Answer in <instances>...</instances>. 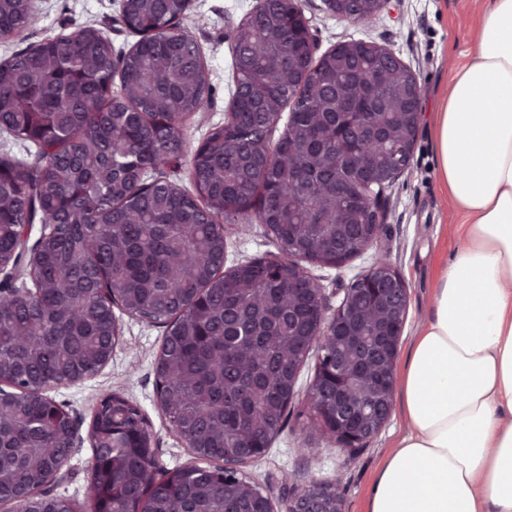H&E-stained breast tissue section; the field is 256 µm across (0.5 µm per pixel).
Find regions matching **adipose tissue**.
Here are the masks:
<instances>
[{"instance_id":"adipose-tissue-1","label":"adipose tissue","mask_w":512,"mask_h":512,"mask_svg":"<svg viewBox=\"0 0 512 512\" xmlns=\"http://www.w3.org/2000/svg\"><path fill=\"white\" fill-rule=\"evenodd\" d=\"M437 151L461 246L402 370L409 429L368 512H512V0H488Z\"/></svg>"}]
</instances>
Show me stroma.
Returning a JSON list of instances; mask_svg holds the SVG:
<instances>
[{
    "mask_svg": "<svg viewBox=\"0 0 512 512\" xmlns=\"http://www.w3.org/2000/svg\"><path fill=\"white\" fill-rule=\"evenodd\" d=\"M486 0H390L370 23H356L331 14L324 0H300L318 53L337 42L365 39L386 48L416 75L424 88L422 120L410 168L385 193L382 232L374 246L385 254L408 289V316L398 364H405L415 336L428 321L441 266L459 245L455 205L437 188L433 115L441 93L464 61ZM256 0H191L183 25L200 44L214 87L213 109L187 124L188 145L196 147L213 125L223 123L232 95L231 46L228 34L255 6ZM39 21L24 41L0 43V61L23 43L39 42L92 25L105 31L115 53L129 50L137 37L118 21L119 0H38ZM229 264L278 254L264 225L231 224L226 229ZM369 255L352 259L343 269L312 266L308 272L323 288L328 308H336L353 280L369 266ZM123 335L110 362L95 375L52 389L51 395L77 417L89 419L102 394L119 392L141 406L151 425L160 462L167 467L188 462L184 447L155 403L153 363L164 330L129 316L121 318ZM307 412L301 398L288 406V419L268 452L252 462L257 478L279 502L314 481L335 486L344 512H365V502L384 457L407 428L400 408H393L387 426L366 445L336 449L318 433L306 432Z\"/></svg>",
    "mask_w": 512,
    "mask_h": 512,
    "instance_id": "1",
    "label": "stroma"
}]
</instances>
